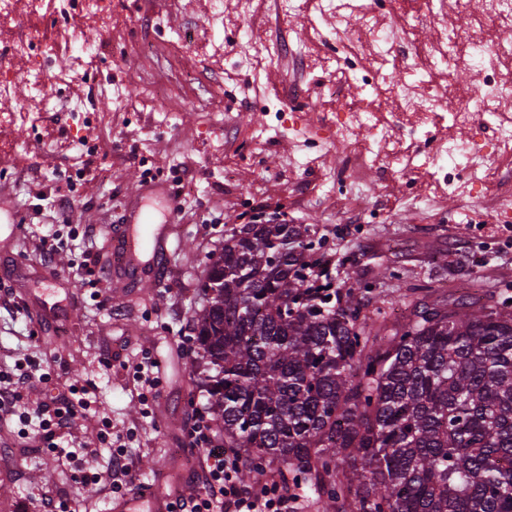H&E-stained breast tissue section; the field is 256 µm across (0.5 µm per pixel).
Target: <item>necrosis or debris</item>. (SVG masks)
I'll return each mask as SVG.
<instances>
[{
  "label": "necrosis or debris",
  "mask_w": 512,
  "mask_h": 512,
  "mask_svg": "<svg viewBox=\"0 0 512 512\" xmlns=\"http://www.w3.org/2000/svg\"><path fill=\"white\" fill-rule=\"evenodd\" d=\"M41 4L42 0H0V37L10 40L15 56L29 57L27 76L33 81L40 80L43 72L42 61L34 52L47 50L48 38L37 26L13 33L11 23L19 11L32 13ZM400 17V10L395 9L387 18H380L374 0H365L350 14L336 12L337 30L348 33L357 46L375 50L368 73L356 77L345 69L336 80L338 110L332 128L337 139L349 144L353 158L362 165L379 162L390 168L402 167L407 150L403 138L394 132V123L408 125L414 136L429 135L432 128L447 123L454 133L434 139L424 161L427 168L447 181L459 170L468 171L475 179L480 171L496 168L500 154L512 152V72L501 70L503 59L512 58V43L497 40L494 34L512 26V0H481L465 27L448 26L446 13L434 14L433 22L444 28L446 39L419 48L418 55L425 62L430 55L445 53L443 81L435 88L426 79L409 82L403 73L390 71L400 37L396 26ZM465 66L481 76L477 92L464 93L457 86L456 76ZM354 82L370 94L395 97L399 112L387 120L381 113L360 111L358 103L343 93ZM363 127L369 131L365 139L359 134Z\"/></svg>",
  "instance_id": "necrosis-or-debris-1"
}]
</instances>
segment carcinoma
I'll return each instance as SVG.
<instances>
[{
    "instance_id": "carcinoma-1",
    "label": "carcinoma",
    "mask_w": 512,
    "mask_h": 512,
    "mask_svg": "<svg viewBox=\"0 0 512 512\" xmlns=\"http://www.w3.org/2000/svg\"><path fill=\"white\" fill-rule=\"evenodd\" d=\"M313 263V225L240 224L199 284L192 367L241 481L277 460L322 512H512V298L388 268L390 324Z\"/></svg>"
}]
</instances>
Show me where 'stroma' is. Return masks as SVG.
<instances>
[{"mask_svg": "<svg viewBox=\"0 0 512 512\" xmlns=\"http://www.w3.org/2000/svg\"><path fill=\"white\" fill-rule=\"evenodd\" d=\"M295 6L299 20L282 25L272 0H226L221 48L201 62L181 58L168 41L204 33L209 0H112L117 23L84 20L65 30L37 86L25 77L26 60L0 56V69L16 75L0 100L27 115L11 132L18 150L0 156V200L24 226L13 237L0 218V378L32 375L20 406L0 411L6 493L18 512L46 498L107 512L112 489L85 482L87 446L103 467L125 447L137 490L163 472L202 482L210 454L186 430L207 402L191 367L195 317L205 306L198 283L235 225L279 213L313 225L344 289L369 280L378 263L411 281L432 279L451 297L462 296L465 282L512 285V231L495 219L512 204V165L481 189L458 192L398 168L361 167L340 140L311 147V130L336 109L333 74L293 49L318 35L319 53L336 66H364L369 55L337 35L315 0ZM399 26L407 37L396 60L411 68L433 29L414 4ZM242 38L280 42L283 52L239 66ZM83 111L109 121L82 122ZM147 167L176 200L174 246L148 294L96 282L83 265L121 223ZM80 169L92 180L61 212L55 198ZM83 225L94 238L82 237ZM149 359L160 384L147 393L136 367ZM71 385L93 411L70 436L48 437L24 409Z\"/></svg>", "mask_w": 512, "mask_h": 512, "instance_id": "1", "label": "stroma"}]
</instances>
